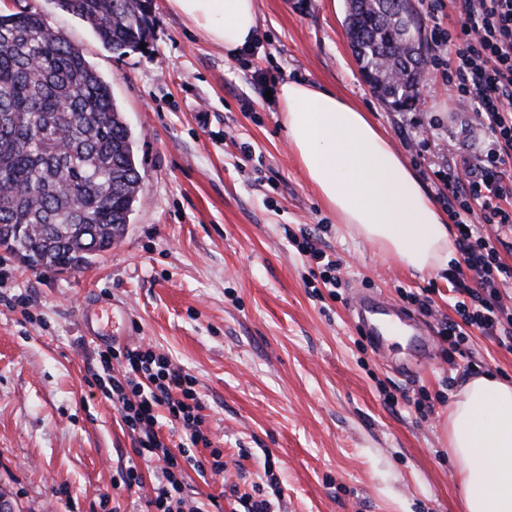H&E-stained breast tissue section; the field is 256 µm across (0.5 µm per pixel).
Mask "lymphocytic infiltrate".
<instances>
[{"label":"lymphocytic infiltrate","instance_id":"f902f5d3","mask_svg":"<svg viewBox=\"0 0 512 512\" xmlns=\"http://www.w3.org/2000/svg\"><path fill=\"white\" fill-rule=\"evenodd\" d=\"M455 5L452 28L434 31L436 46L448 54L442 74L456 102L473 109L490 139L470 161L467 178L448 177V211L462 261L448 270L459 318L445 333L456 351L466 327L475 326L511 352L512 307L504 304L503 291L512 288V266L502 262L498 247L512 237V0H455ZM477 213L482 223H472ZM94 376L103 395L118 403L137 455L163 463V481L148 502L153 512H206L201 505L186 507L181 495L186 470L201 476L224 470L220 451L211 450L206 460L194 453L208 441L195 377L167 355L141 347L98 350ZM163 416L180 431L177 448L157 432Z\"/></svg>","mask_w":512,"mask_h":512}]
</instances>
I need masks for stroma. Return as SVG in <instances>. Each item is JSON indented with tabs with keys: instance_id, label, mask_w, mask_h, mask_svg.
<instances>
[{
	"instance_id": "obj_1",
	"label": "stroma",
	"mask_w": 512,
	"mask_h": 512,
	"mask_svg": "<svg viewBox=\"0 0 512 512\" xmlns=\"http://www.w3.org/2000/svg\"><path fill=\"white\" fill-rule=\"evenodd\" d=\"M22 9L66 32L110 86L143 187L123 239L86 268L32 270L0 249V490L17 512H144L158 485L159 462L138 458L88 372L100 342L77 309L93 297L124 312L114 345L152 347L197 379L211 445L195 454L219 448L225 469L188 472V501L244 512L239 497L257 485L270 512H464L448 405L468 377L512 378V354L474 326L465 355L449 352L448 282L410 275L337 223L267 98L306 81L353 101L444 208L449 165L484 135L441 72L426 71L420 105L382 101L351 52L344 0H258V39L232 59L167 0H153L144 48L123 56L56 0H0L1 14ZM303 227L340 287L314 280L293 247ZM359 292L418 315L413 334L377 353L353 310Z\"/></svg>"
}]
</instances>
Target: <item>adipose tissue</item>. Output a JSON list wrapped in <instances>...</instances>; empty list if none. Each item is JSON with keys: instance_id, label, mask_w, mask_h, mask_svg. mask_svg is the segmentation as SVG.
<instances>
[{"instance_id": "obj_1", "label": "adipose tissue", "mask_w": 512, "mask_h": 512, "mask_svg": "<svg viewBox=\"0 0 512 512\" xmlns=\"http://www.w3.org/2000/svg\"><path fill=\"white\" fill-rule=\"evenodd\" d=\"M258 0H168L225 56L253 45ZM282 126L307 181L350 225L411 274L444 275L456 256L448 219L388 136L354 104L302 82L280 87ZM465 512H512V381L470 377L443 425Z\"/></svg>"}]
</instances>
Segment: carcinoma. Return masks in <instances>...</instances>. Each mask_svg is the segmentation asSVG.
I'll list each match as a JSON object with an SVG mask.
<instances>
[{"instance_id":"cac0c4a2","label":"carcinoma","mask_w":512,"mask_h":512,"mask_svg":"<svg viewBox=\"0 0 512 512\" xmlns=\"http://www.w3.org/2000/svg\"><path fill=\"white\" fill-rule=\"evenodd\" d=\"M117 55L151 32L152 0H57ZM350 46L384 101L419 94L426 46L412 0H347ZM142 176L109 86L40 14L0 15V247L78 271L121 239Z\"/></svg>"}]
</instances>
